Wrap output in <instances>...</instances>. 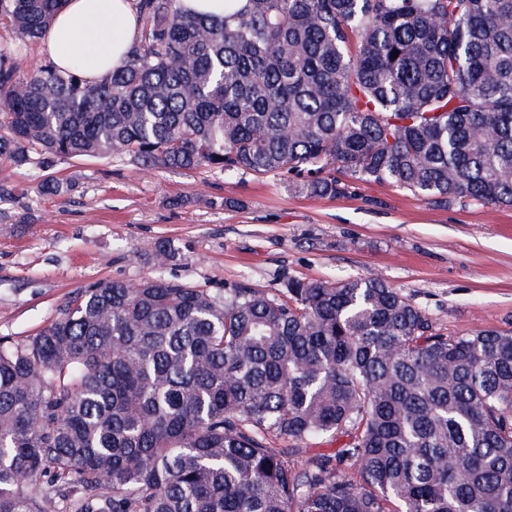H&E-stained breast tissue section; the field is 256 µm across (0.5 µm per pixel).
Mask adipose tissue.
Returning <instances> with one entry per match:
<instances>
[{
    "label": "adipose tissue",
    "instance_id": "obj_1",
    "mask_svg": "<svg viewBox=\"0 0 512 512\" xmlns=\"http://www.w3.org/2000/svg\"><path fill=\"white\" fill-rule=\"evenodd\" d=\"M139 34L130 0H64L42 51L60 69L77 67L87 79L97 80L120 64Z\"/></svg>",
    "mask_w": 512,
    "mask_h": 512
}]
</instances>
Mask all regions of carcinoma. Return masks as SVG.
Returning <instances> with one entry per match:
<instances>
[{
    "label": "carcinoma",
    "mask_w": 512,
    "mask_h": 512,
    "mask_svg": "<svg viewBox=\"0 0 512 512\" xmlns=\"http://www.w3.org/2000/svg\"><path fill=\"white\" fill-rule=\"evenodd\" d=\"M61 3L0 0V24L39 40ZM137 9L139 41L97 81L0 53L1 161L512 207V0ZM0 512H512V331L448 336L378 277L92 282L0 337Z\"/></svg>",
    "instance_id": "obj_1"
}]
</instances>
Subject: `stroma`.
Here are the masks:
<instances>
[{
	"label": "stroma",
	"instance_id": "1",
	"mask_svg": "<svg viewBox=\"0 0 512 512\" xmlns=\"http://www.w3.org/2000/svg\"><path fill=\"white\" fill-rule=\"evenodd\" d=\"M0 51L21 74L47 61L41 41L4 26ZM48 181L66 192H41ZM0 185V336L35 335L88 283L147 278L272 294L286 277L375 276L449 335L512 329V209L438 208L385 182L309 197L277 175L149 170L112 158L0 163ZM161 241L174 257L158 267Z\"/></svg>",
	"mask_w": 512,
	"mask_h": 512
}]
</instances>
